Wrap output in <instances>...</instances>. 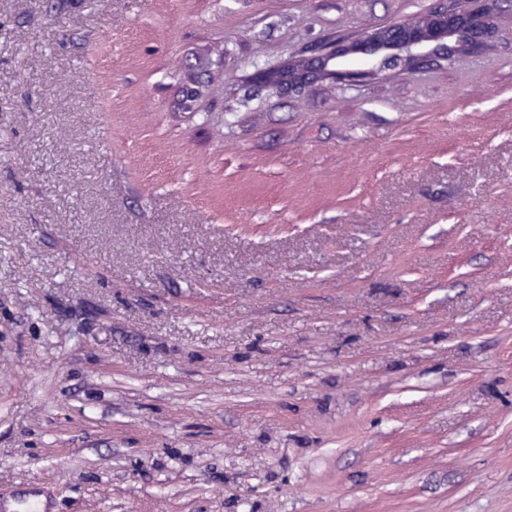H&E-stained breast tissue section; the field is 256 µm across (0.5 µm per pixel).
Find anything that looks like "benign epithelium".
I'll return each instance as SVG.
<instances>
[{"mask_svg": "<svg viewBox=\"0 0 512 512\" xmlns=\"http://www.w3.org/2000/svg\"><path fill=\"white\" fill-rule=\"evenodd\" d=\"M459 2L463 3V6L446 11L430 12L409 23L367 31L354 39L350 45L338 46L334 43L323 45L317 56L302 57L292 62L296 67L298 80L289 85V90L306 89L320 75L328 72V65L331 62L364 50L369 52L372 46L381 43L398 45V51L402 53L410 68L435 58L450 59V54L438 53L435 47L461 34L467 35V39L456 46L454 54H465L475 50L481 40L488 37L493 30L490 0H459Z\"/></svg>", "mask_w": 512, "mask_h": 512, "instance_id": "obj_1", "label": "benign epithelium"}]
</instances>
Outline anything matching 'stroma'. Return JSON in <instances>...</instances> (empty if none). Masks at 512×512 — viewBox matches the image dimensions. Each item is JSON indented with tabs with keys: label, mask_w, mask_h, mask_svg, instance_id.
<instances>
[{
	"label": "stroma",
	"mask_w": 512,
	"mask_h": 512,
	"mask_svg": "<svg viewBox=\"0 0 512 512\" xmlns=\"http://www.w3.org/2000/svg\"><path fill=\"white\" fill-rule=\"evenodd\" d=\"M441 4L0 0L6 512H512V0L255 79ZM466 3L465 7H454L446 11L430 12L412 22L394 24L383 28H377L365 32L352 41L353 44L336 46V43H328L321 47L320 53L312 58L297 59L291 64L298 73L296 83L285 85L281 90L301 91L312 84L320 75L325 73L336 74L337 78L354 79L357 72H344L340 70H328V65L336 60L356 53L366 54L375 65L371 54L372 45L381 43L398 44L397 49L402 53L407 66L414 68L417 65L443 58L449 60L452 56L469 53L475 50L481 40L488 37L493 30V16L490 10V0H453ZM467 35L462 44L456 45L453 54L446 52L436 53L435 47L451 37ZM302 63V65H298ZM281 90H272L278 93Z\"/></svg>",
	"instance_id": "1"
}]
</instances>
